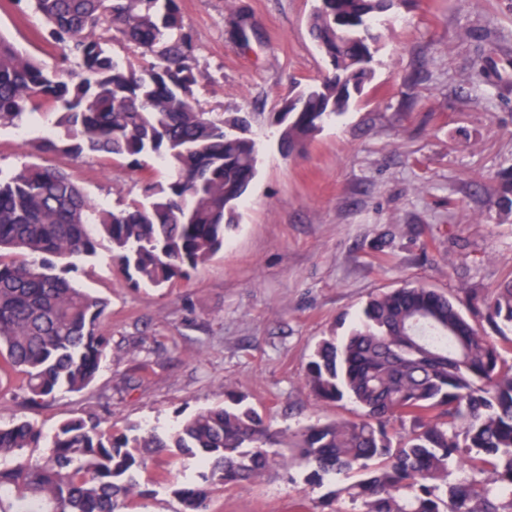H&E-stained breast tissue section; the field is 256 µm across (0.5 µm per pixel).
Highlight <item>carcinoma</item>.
Returning <instances> with one entry per match:
<instances>
[{
  "mask_svg": "<svg viewBox=\"0 0 512 512\" xmlns=\"http://www.w3.org/2000/svg\"><path fill=\"white\" fill-rule=\"evenodd\" d=\"M309 32L331 74L295 83L275 113L281 150L301 152L342 116L374 76L376 18L409 0H316ZM48 41L79 61L75 80L49 72L0 35V125L43 108L63 129L45 153L128 159L147 201L118 212L91 202L52 165L0 175V381L24 376L33 403L94 381L110 337L108 302L66 273L103 240L135 281L162 288L224 250L237 209L258 173L251 113L207 116L197 103L194 46L177 0H32ZM108 25L144 53L142 69L93 38ZM169 170L153 182L139 158ZM58 259L69 267L56 271ZM495 335L456 300L407 283L366 302L341 340L322 339L306 380L319 401L349 399L362 413L303 429L296 439L263 422L243 399L201 410L172 432L103 429L93 418L63 422L50 437L29 420L0 425V512H127L146 460L176 450L198 456L201 482L175 490L182 512H208L213 487L254 481L300 460L308 480L350 474L344 495L358 512H512L494 488L512 490V278L472 303ZM395 421L400 429L389 431ZM412 427L405 429V423ZM295 449L290 456L281 447ZM475 478L448 485V467Z\"/></svg>",
  "mask_w": 512,
  "mask_h": 512,
  "instance_id": "obj_1",
  "label": "carcinoma"
}]
</instances>
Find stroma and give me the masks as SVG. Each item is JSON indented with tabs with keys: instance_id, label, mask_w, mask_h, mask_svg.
Here are the masks:
<instances>
[{
	"instance_id": "stroma-1",
	"label": "stroma",
	"mask_w": 512,
	"mask_h": 512,
	"mask_svg": "<svg viewBox=\"0 0 512 512\" xmlns=\"http://www.w3.org/2000/svg\"><path fill=\"white\" fill-rule=\"evenodd\" d=\"M196 45L195 97L210 116L253 112L262 139L258 176L239 206L224 249L165 288L132 285L109 243L69 272L103 297L111 338L93 384L23 405L20 375L0 382V424L26 418L52 435L64 421L166 432L199 409L244 396L273 429L294 434L315 422L353 419L351 401L316 399L305 372L318 341L344 336L370 295L419 282L459 300L512 276V207L498 200L512 183V0H411L380 17L381 51L372 81L342 117L304 151H281L270 114L293 83L318 81L327 63L309 33L314 0H178ZM254 28L234 40L238 18ZM0 35L47 70L67 75L76 59L48 46L29 0H0ZM491 77L474 85L476 47ZM55 113L0 127V173L38 163L60 167L89 198L120 211L140 199L127 160L96 153H44L25 130L59 138ZM198 462L164 452L138 480L131 512H180L172 485ZM308 468L272 471L211 494L209 512H350L333 498L340 477L308 483Z\"/></svg>"
}]
</instances>
